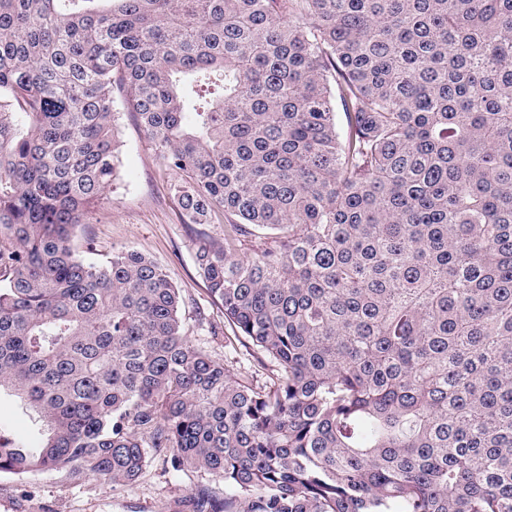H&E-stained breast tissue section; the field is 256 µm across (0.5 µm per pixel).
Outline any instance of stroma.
Returning a JSON list of instances; mask_svg holds the SVG:
<instances>
[{
	"label": "stroma",
	"mask_w": 512,
	"mask_h": 512,
	"mask_svg": "<svg viewBox=\"0 0 512 512\" xmlns=\"http://www.w3.org/2000/svg\"><path fill=\"white\" fill-rule=\"evenodd\" d=\"M117 128L118 177L77 232L81 256L102 262L115 251L133 249L158 262L182 290V318L191 343L232 375L256 387L271 386L276 365L235 336L209 301L194 261L193 227L183 223L169 190L172 175L161 167L133 113L119 112ZM199 485L224 494L223 480L200 471H173L160 457L151 458L130 484L74 483L57 473L20 480L2 473L0 512H186L184 502Z\"/></svg>",
	"instance_id": "1"
}]
</instances>
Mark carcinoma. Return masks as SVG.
<instances>
[{"mask_svg":"<svg viewBox=\"0 0 512 512\" xmlns=\"http://www.w3.org/2000/svg\"><path fill=\"white\" fill-rule=\"evenodd\" d=\"M119 96L182 222L223 216L195 262L271 387L155 261L76 253ZM4 391L19 478L162 456L224 481L190 512H512V0H0ZM35 415L23 408L13 397L2 393L0 425L19 439H28L36 428Z\"/></svg>","mask_w":512,"mask_h":512,"instance_id":"obj_1","label":"carcinoma"}]
</instances>
